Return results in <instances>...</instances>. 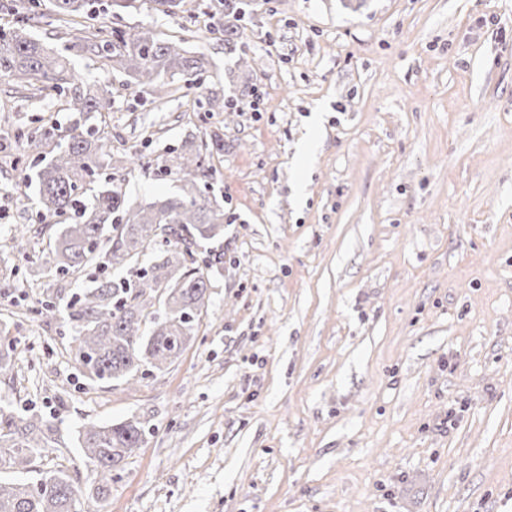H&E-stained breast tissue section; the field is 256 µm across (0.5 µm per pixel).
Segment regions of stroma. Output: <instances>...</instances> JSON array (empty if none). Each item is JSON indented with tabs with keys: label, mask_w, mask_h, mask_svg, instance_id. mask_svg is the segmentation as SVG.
<instances>
[{
	"label": "stroma",
	"mask_w": 512,
	"mask_h": 512,
	"mask_svg": "<svg viewBox=\"0 0 512 512\" xmlns=\"http://www.w3.org/2000/svg\"><path fill=\"white\" fill-rule=\"evenodd\" d=\"M209 2L108 19L205 54L201 77L134 89L72 56L115 99L101 176L143 162L132 202L179 192L169 149L224 139L207 180L224 236L202 247L224 264L195 340L136 382L82 377L74 330L33 311L86 279L41 273L61 219L14 163L39 156L40 119L75 115L0 77V321L18 341L0 408L61 436L34 472L93 490L76 430L137 417L146 444L97 512H512V0H255L243 60Z\"/></svg>",
	"instance_id": "1"
}]
</instances>
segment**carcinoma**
Instances as JSON below:
<instances>
[{
	"label": "carcinoma",
	"mask_w": 512,
	"mask_h": 512,
	"mask_svg": "<svg viewBox=\"0 0 512 512\" xmlns=\"http://www.w3.org/2000/svg\"><path fill=\"white\" fill-rule=\"evenodd\" d=\"M37 18L46 16L71 24L96 12L99 0H27ZM251 0H218L224 14L238 19ZM186 6L185 0H109L105 10L137 11L143 7L164 15ZM29 18L0 29V76L37 86L65 97L66 112H77L99 125L67 127L53 118L38 128L44 165L21 161V181L34 182L42 210L59 216L74 211V223L64 225L49 244L41 268L54 275L100 272L66 304L67 318L77 330L71 346L74 368L92 382H129L147 371L175 363L196 335L210 273L221 255L198 260L202 241L224 235V206L203 193L198 182L207 175L206 158L185 149L171 159L169 174L182 183L181 192L147 204L129 202L117 179L95 178L112 165V90L81 79L69 55L78 48L95 56L100 68L127 76L137 86L155 87L176 74L201 76L208 61L181 45L159 39L153 31L126 33L100 21L95 32L62 49H50L29 32ZM156 255L147 269L138 270L147 251ZM126 268L132 276L114 278ZM15 338L0 328V376L11 373ZM145 426L138 418L99 426L83 425L76 442L86 461L103 481L145 444ZM52 425L36 413H4L0 409V471H31L35 453L47 448ZM82 490L65 471L34 482L0 480V512H84Z\"/></svg>",
	"instance_id": "obj_1"
}]
</instances>
